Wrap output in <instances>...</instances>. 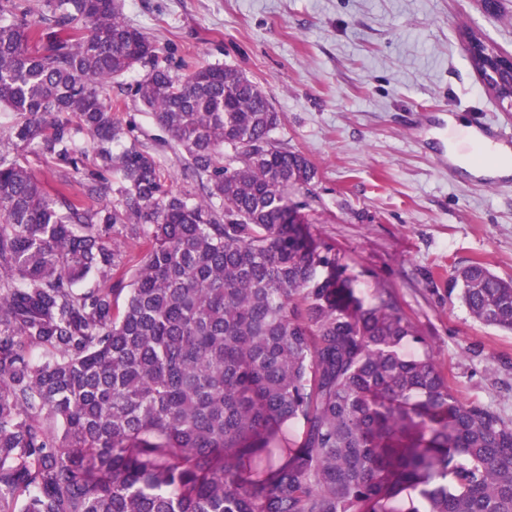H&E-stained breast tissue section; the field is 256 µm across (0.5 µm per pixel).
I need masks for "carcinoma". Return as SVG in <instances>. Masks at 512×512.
<instances>
[{
	"label": "carcinoma",
	"mask_w": 512,
	"mask_h": 512,
	"mask_svg": "<svg viewBox=\"0 0 512 512\" xmlns=\"http://www.w3.org/2000/svg\"><path fill=\"white\" fill-rule=\"evenodd\" d=\"M43 7L0 0V512H512V421L404 351L425 339L390 292L356 296L291 200L315 170L263 91L159 66L116 0ZM465 36L486 73L498 47ZM147 65L137 92L197 200L113 149L109 89ZM30 145L63 173L52 192L11 156ZM450 291L512 333V278L474 261Z\"/></svg>",
	"instance_id": "cac0c4a2"
}]
</instances>
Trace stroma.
Listing matches in <instances>:
<instances>
[{
    "instance_id": "stroma-1",
    "label": "stroma",
    "mask_w": 512,
    "mask_h": 512,
    "mask_svg": "<svg viewBox=\"0 0 512 512\" xmlns=\"http://www.w3.org/2000/svg\"><path fill=\"white\" fill-rule=\"evenodd\" d=\"M124 19L171 72L238 69L266 94L275 140L316 175L296 192L308 229L336 248L365 303L390 290L465 400L512 419V333L482 325L450 294L455 268L483 262L512 277V185L436 161L443 140L416 126L445 110L512 132V105L464 51L478 31L512 54V0H120ZM136 67L112 85L125 142L152 153L174 190L196 193L187 155L135 92Z\"/></svg>"
}]
</instances>
